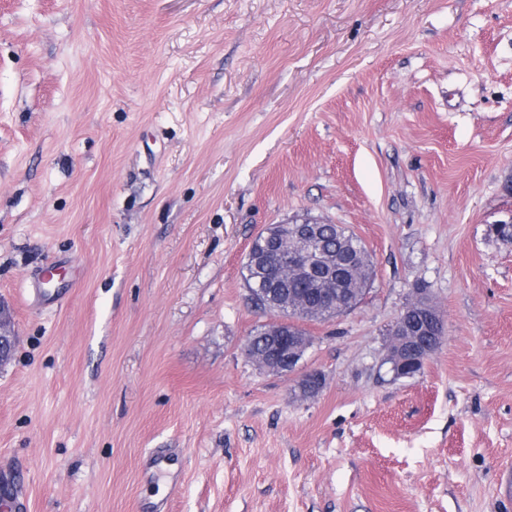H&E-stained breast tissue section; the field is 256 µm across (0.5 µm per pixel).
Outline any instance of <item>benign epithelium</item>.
<instances>
[{
  "mask_svg": "<svg viewBox=\"0 0 512 512\" xmlns=\"http://www.w3.org/2000/svg\"><path fill=\"white\" fill-rule=\"evenodd\" d=\"M277 247L276 276L265 285H250L249 292L269 302L264 336L269 349L261 358L253 356L254 340L246 344V355L260 369L275 372L286 358L297 365L305 347V336L297 321L305 317L330 319L357 305L354 295L343 292V285L353 279V268L346 257H339L324 246L318 222L304 217L291 224H273L260 234ZM302 280L318 285V297L292 291ZM444 321L429 303L407 305L389 330V345L383 359L392 378H410L441 346ZM16 336L8 330L0 315V361L8 357Z\"/></svg>",
  "mask_w": 512,
  "mask_h": 512,
  "instance_id": "7a95c632",
  "label": "benign epithelium"
}]
</instances>
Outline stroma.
<instances>
[{
    "label": "stroma",
    "mask_w": 512,
    "mask_h": 512,
    "mask_svg": "<svg viewBox=\"0 0 512 512\" xmlns=\"http://www.w3.org/2000/svg\"><path fill=\"white\" fill-rule=\"evenodd\" d=\"M511 178L512 0H0V461L27 512H505ZM303 216L371 278L267 372L243 266ZM419 299L445 340L395 380ZM416 304L407 305L389 330V345L382 365H388L393 379L414 376L443 342L445 324L437 309L425 302ZM409 336L432 337L422 349L413 353L414 358H409Z\"/></svg>",
    "instance_id": "stroma-1"
}]
</instances>
